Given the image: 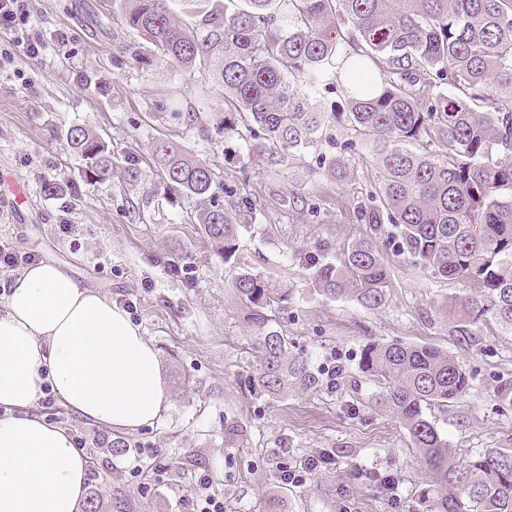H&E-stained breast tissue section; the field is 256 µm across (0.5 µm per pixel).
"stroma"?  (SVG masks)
I'll list each match as a JSON object with an SVG mask.
<instances>
[{
	"label": "stroma",
	"mask_w": 512,
	"mask_h": 512,
	"mask_svg": "<svg viewBox=\"0 0 512 512\" xmlns=\"http://www.w3.org/2000/svg\"><path fill=\"white\" fill-rule=\"evenodd\" d=\"M102 0H26L34 25L0 31V243L38 260L67 265L82 286L125 309L157 350L167 380L161 420L126 434L128 449L113 456V435L50 405L52 421L81 437L95 460L86 488L122 496L127 512H196L199 482L224 512H411L430 473L408 432L376 399L379 387L358 368L370 341L429 344L453 355L471 377L469 392L427 416L456 459L485 448H512V402L498 387L512 383V333L476 324V340L457 343L445 313L462 286L433 277L397 252L395 225L375 233L390 267L388 300L379 309L353 298H331L313 285L306 260L333 262L348 244L371 234L358 206L374 170L330 180L318 154L340 155L343 135L292 167L271 168L237 139L204 138L182 129L178 143L218 168L225 191L257 200L260 220L242 229L225 259L188 201L165 194L150 173L141 183L89 184L64 135L78 125L100 135L116 157L149 158L153 143L172 136L167 115L192 111L209 82L144 54L134 64L121 46L130 36L112 26ZM63 34L35 58L17 37ZM233 160H225V152ZM59 194L44 191L46 181ZM28 199L19 211L3 201L15 185ZM248 267L289 289L275 326L290 354L309 359L317 388L280 398L252 392L248 379L261 356L249 304L232 285V270ZM337 378H329V368ZM315 457L300 482L284 468Z\"/></svg>",
	"instance_id": "stroma-1"
}]
</instances>
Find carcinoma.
<instances>
[{
  "mask_svg": "<svg viewBox=\"0 0 512 512\" xmlns=\"http://www.w3.org/2000/svg\"><path fill=\"white\" fill-rule=\"evenodd\" d=\"M170 0H109L112 23L131 33L125 45L140 62L139 43L186 73H210L224 88V113L206 114L210 91L193 112H170L174 127L204 138L230 133L276 164L346 131V152L367 151L373 190L359 217L399 228L398 250L435 277L469 288L448 298L452 333L475 341L472 326L492 322L512 331V4L508 0H188L189 19ZM345 84L344 104L320 91ZM89 184H128L146 176L139 159L112 154L80 126L65 134ZM167 192L196 204V223L224 250L236 252L243 224L256 221L224 205L223 174L172 140L150 159ZM350 159L318 154L331 177ZM323 294L354 297L378 309L390 271L372 238L353 242L335 263L308 256ZM237 293L258 321L262 362L249 386L281 397L314 388L308 360L288 354V339L265 311L288 301L260 273L237 267ZM359 370L383 385L380 405L408 431L431 472L419 501L426 512H512V448H486L465 462L427 416L464 396L470 379L447 351L400 340L369 341ZM122 498L92 492L82 512H122Z\"/></svg>",
  "mask_w": 512,
  "mask_h": 512,
  "instance_id": "cac0c4a2",
  "label": "carcinoma"
}]
</instances>
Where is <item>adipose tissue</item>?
I'll return each mask as SVG.
<instances>
[{"mask_svg": "<svg viewBox=\"0 0 512 512\" xmlns=\"http://www.w3.org/2000/svg\"><path fill=\"white\" fill-rule=\"evenodd\" d=\"M115 433L167 408L156 349L129 314L51 261L0 284V512H78L92 459L45 398Z\"/></svg>", "mask_w": 512, "mask_h": 512, "instance_id": "ef3b65f1", "label": "adipose tissue"}]
</instances>
